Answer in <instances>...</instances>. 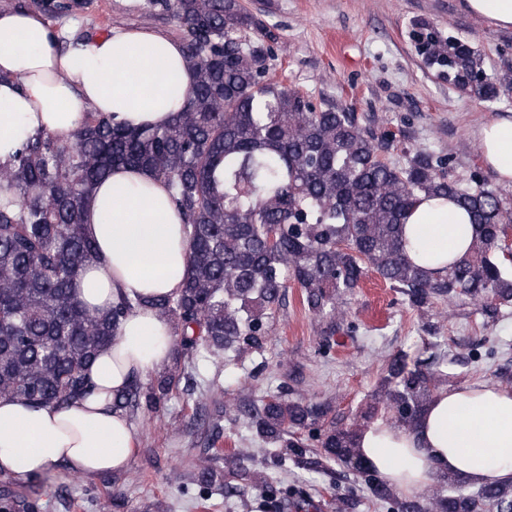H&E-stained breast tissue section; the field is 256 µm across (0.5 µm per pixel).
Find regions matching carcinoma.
<instances>
[{
  "mask_svg": "<svg viewBox=\"0 0 512 512\" xmlns=\"http://www.w3.org/2000/svg\"><path fill=\"white\" fill-rule=\"evenodd\" d=\"M84 0H33L49 17ZM147 11L179 27L195 72L187 105L162 129L112 126L90 117L69 144L45 133L26 141L0 168V398L62 408L91 394L85 372L117 339L131 308L125 299L87 312L74 294L80 271L96 258L84 232L95 186L116 165L141 166L165 181L189 228V270L180 295L150 302L181 336L180 356L202 345L214 355L236 344L259 348L288 280L316 315H343L345 298L367 271L408 304L459 299L483 311L512 302V268L502 245L512 203L475 177L448 174L449 158L427 149L396 165L380 139L353 112L316 107L308 96L267 78L269 51L247 37L259 23L241 0H148ZM419 50L428 67L466 89L480 84L492 99L512 86L493 82L470 45L429 30ZM450 197L477 227L467 256L436 277L404 251L403 227L420 196ZM387 408L412 425L441 377L393 365ZM175 378L142 391L131 383L114 399L130 411L155 410ZM311 411L274 401L256 421L267 439L299 446L288 429ZM326 448H355V436L331 432ZM0 484V512H39Z\"/></svg>",
  "mask_w": 512,
  "mask_h": 512,
  "instance_id": "cac0c4a2",
  "label": "carcinoma"
}]
</instances>
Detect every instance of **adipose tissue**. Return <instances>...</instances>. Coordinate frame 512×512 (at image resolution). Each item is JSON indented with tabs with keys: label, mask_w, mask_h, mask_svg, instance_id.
<instances>
[{
	"label": "adipose tissue",
	"mask_w": 512,
	"mask_h": 512,
	"mask_svg": "<svg viewBox=\"0 0 512 512\" xmlns=\"http://www.w3.org/2000/svg\"><path fill=\"white\" fill-rule=\"evenodd\" d=\"M58 38L42 13L0 10V166L14 163L25 137L70 140L86 103L115 125L164 128L191 94L195 73L181 43L163 32L115 29L67 52L55 49ZM477 137L485 166L512 183V117L483 123ZM85 232L97 258L75 281L78 299L91 311L123 297L134 305L86 372L91 396L62 409L0 399V473L20 481L58 464L85 475L126 468L138 431L113 400L172 354L171 328L147 304L177 297L189 269L183 216L167 184L143 168L113 169L86 206ZM473 235L469 215L440 198L417 203L404 228L410 256L435 272L464 255ZM358 453L405 496L440 473L510 485L512 390L488 381L437 390L414 427L376 422Z\"/></svg>",
	"instance_id": "adipose-tissue-1"
}]
</instances>
